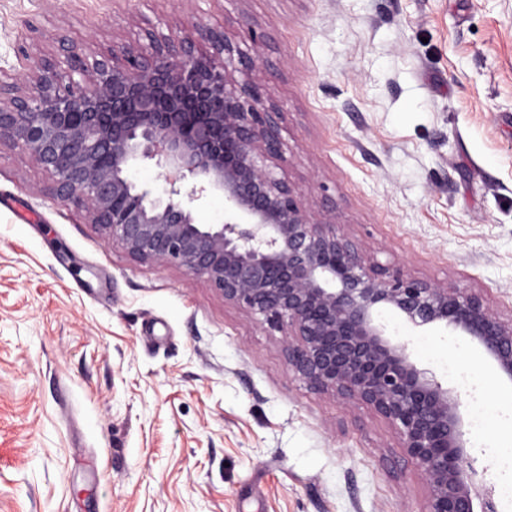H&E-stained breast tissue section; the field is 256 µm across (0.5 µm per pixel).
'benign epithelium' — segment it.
Wrapping results in <instances>:
<instances>
[{
  "mask_svg": "<svg viewBox=\"0 0 512 512\" xmlns=\"http://www.w3.org/2000/svg\"><path fill=\"white\" fill-rule=\"evenodd\" d=\"M145 50L92 52L59 36L55 52L0 68V146L22 149L54 199L82 208L131 258L204 278L224 303L282 336L288 370L314 389L370 406L421 471L426 512H497L467 449L466 398L391 333L468 336L512 382V317L481 292L418 280L371 262L280 177L284 113L224 27L192 15ZM151 166L163 191L130 177ZM224 197V218L195 209Z\"/></svg>",
  "mask_w": 512,
  "mask_h": 512,
  "instance_id": "7a95c632",
  "label": "benign epithelium"
}]
</instances>
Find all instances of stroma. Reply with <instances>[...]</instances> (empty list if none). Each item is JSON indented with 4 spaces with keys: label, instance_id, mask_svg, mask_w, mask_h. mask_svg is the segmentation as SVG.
<instances>
[{
    "label": "stroma",
    "instance_id": "1",
    "mask_svg": "<svg viewBox=\"0 0 512 512\" xmlns=\"http://www.w3.org/2000/svg\"><path fill=\"white\" fill-rule=\"evenodd\" d=\"M285 114L275 165L374 263L482 291L512 316V0H0V66L136 44L197 12ZM0 149V512H425L369 406L288 371L281 337L201 277L131 259ZM416 360L485 406L490 484L512 383L467 338Z\"/></svg>",
    "mask_w": 512,
    "mask_h": 512
}]
</instances>
